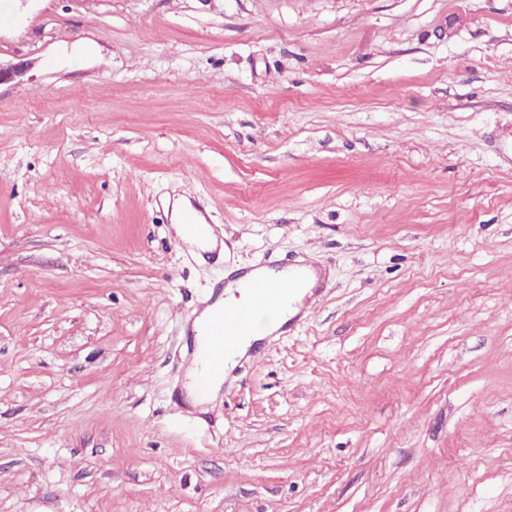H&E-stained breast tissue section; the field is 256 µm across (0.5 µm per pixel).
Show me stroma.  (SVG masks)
<instances>
[{"label":"stroma","instance_id":"1","mask_svg":"<svg viewBox=\"0 0 512 512\" xmlns=\"http://www.w3.org/2000/svg\"><path fill=\"white\" fill-rule=\"evenodd\" d=\"M0 61V512H512V0H5ZM299 258L191 411L225 268ZM189 203L180 202L178 203L173 210V228L176 232V234L187 244H189L191 247H194L198 251V256L202 258V253H211L214 252L218 246L219 249V257L222 256V253L224 251V244L222 248V243H220L217 239V233L215 229L211 226V224H208L210 234L214 235L209 238L202 237L197 234L191 233L187 231L189 230H196L200 227L202 224L199 220L198 214L196 211H200L199 208L195 206V210H188L184 212L183 217L182 213L186 208H189ZM181 218L183 220L181 224ZM187 228H185L184 226ZM223 382L224 377H216L209 383L207 393L200 395L198 392V372L196 369L190 368L184 384L187 401L194 408L202 407L200 411L206 412L207 409L203 407L217 401Z\"/></svg>","mask_w":512,"mask_h":512}]
</instances>
